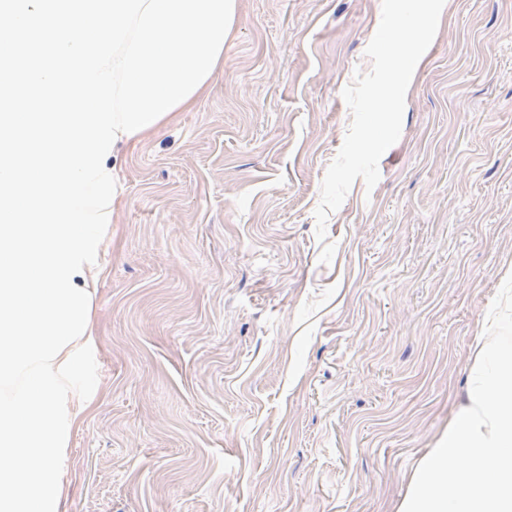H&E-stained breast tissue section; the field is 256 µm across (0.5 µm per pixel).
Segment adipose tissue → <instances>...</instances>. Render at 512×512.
Here are the masks:
<instances>
[{
	"mask_svg": "<svg viewBox=\"0 0 512 512\" xmlns=\"http://www.w3.org/2000/svg\"><path fill=\"white\" fill-rule=\"evenodd\" d=\"M512 287L481 317L448 429L421 459L398 512H512Z\"/></svg>",
	"mask_w": 512,
	"mask_h": 512,
	"instance_id": "adipose-tissue-1",
	"label": "adipose tissue"
}]
</instances>
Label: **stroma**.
<instances>
[{
  "mask_svg": "<svg viewBox=\"0 0 512 512\" xmlns=\"http://www.w3.org/2000/svg\"><path fill=\"white\" fill-rule=\"evenodd\" d=\"M381 4L238 0L223 73L118 155L59 512H396L512 265V0H448L321 240Z\"/></svg>",
  "mask_w": 512,
  "mask_h": 512,
  "instance_id": "obj_1",
  "label": "stroma"
}]
</instances>
